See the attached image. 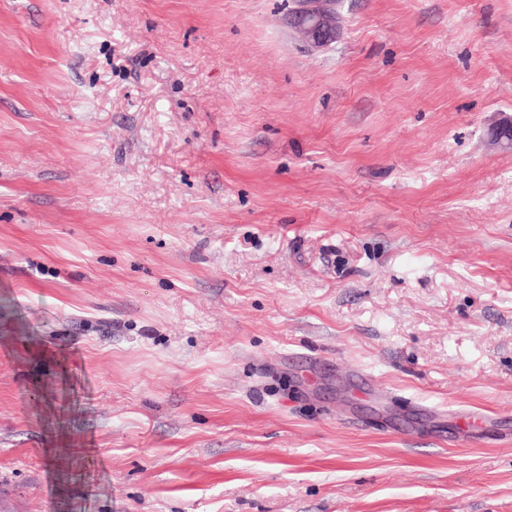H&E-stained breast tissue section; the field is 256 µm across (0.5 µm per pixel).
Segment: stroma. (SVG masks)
<instances>
[{
  "mask_svg": "<svg viewBox=\"0 0 512 512\" xmlns=\"http://www.w3.org/2000/svg\"><path fill=\"white\" fill-rule=\"evenodd\" d=\"M287 6L0 0V512H512V0ZM286 20L289 27L313 49L324 48L336 41V15L322 2L293 13Z\"/></svg>",
  "mask_w": 512,
  "mask_h": 512,
  "instance_id": "35a3bbf8",
  "label": "stroma"
}]
</instances>
